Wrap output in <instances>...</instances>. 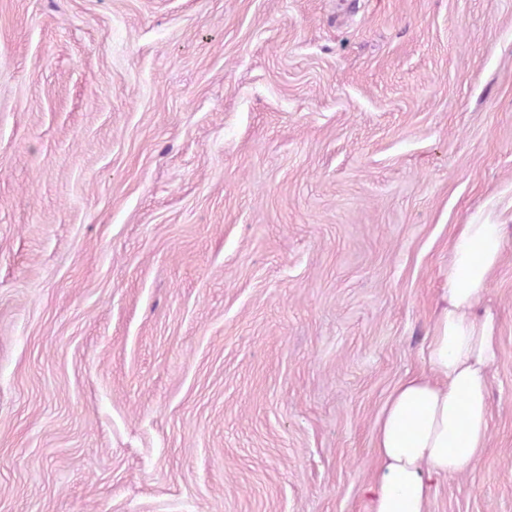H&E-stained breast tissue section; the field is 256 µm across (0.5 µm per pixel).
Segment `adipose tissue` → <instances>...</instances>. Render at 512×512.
Masks as SVG:
<instances>
[{
	"instance_id": "adipose-tissue-1",
	"label": "adipose tissue",
	"mask_w": 512,
	"mask_h": 512,
	"mask_svg": "<svg viewBox=\"0 0 512 512\" xmlns=\"http://www.w3.org/2000/svg\"><path fill=\"white\" fill-rule=\"evenodd\" d=\"M503 237L500 224H465L454 237L425 368L397 383L375 422L365 512H429L440 484L469 472L486 447L499 336L483 300Z\"/></svg>"
}]
</instances>
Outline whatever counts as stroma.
<instances>
[{
  "label": "stroma",
  "mask_w": 512,
  "mask_h": 512,
  "mask_svg": "<svg viewBox=\"0 0 512 512\" xmlns=\"http://www.w3.org/2000/svg\"><path fill=\"white\" fill-rule=\"evenodd\" d=\"M506 227L512 0H0V512H365L461 225Z\"/></svg>",
  "instance_id": "1"
}]
</instances>
